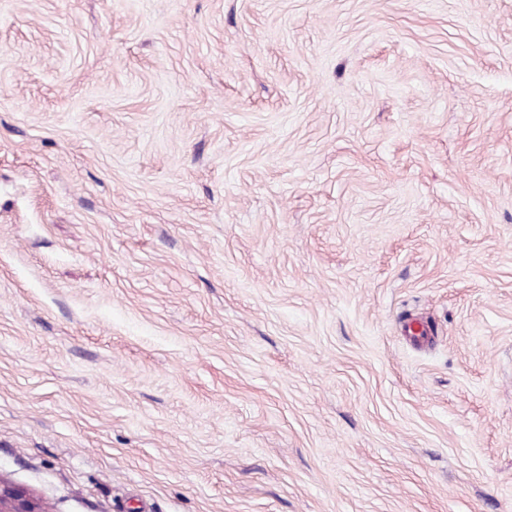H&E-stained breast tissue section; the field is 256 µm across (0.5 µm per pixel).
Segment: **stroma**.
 Returning a JSON list of instances; mask_svg holds the SVG:
<instances>
[{
  "instance_id": "35a3bbf8",
  "label": "stroma",
  "mask_w": 512,
  "mask_h": 512,
  "mask_svg": "<svg viewBox=\"0 0 512 512\" xmlns=\"http://www.w3.org/2000/svg\"><path fill=\"white\" fill-rule=\"evenodd\" d=\"M0 477L512 512V0H0Z\"/></svg>"
}]
</instances>
